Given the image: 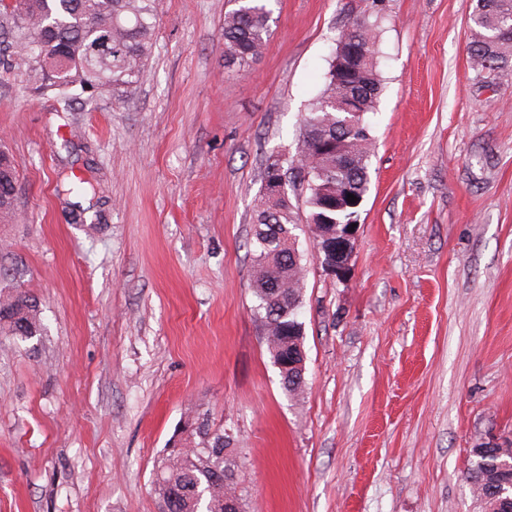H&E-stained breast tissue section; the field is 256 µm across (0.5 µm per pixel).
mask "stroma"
Here are the masks:
<instances>
[{
	"label": "stroma",
	"instance_id": "35a3bbf8",
	"mask_svg": "<svg viewBox=\"0 0 512 512\" xmlns=\"http://www.w3.org/2000/svg\"><path fill=\"white\" fill-rule=\"evenodd\" d=\"M230 0H162L124 106L71 111L0 72V296L43 333L0 343V512H159L189 414L232 436L246 512H478L470 451L512 443V71L469 66L472 0H269L225 67ZM382 11L383 91L352 270L306 224V390L288 397L249 252L271 156L294 151L330 48ZM96 196H75L74 177ZM237 8L224 12V65L243 68L262 55L270 38L265 0H234ZM3 158L4 170L0 172V217L3 218L12 213L14 209L16 194L11 192L12 183L17 182V171L15 166L9 164V160L5 157L4 154L0 153V166L1 159Z\"/></svg>",
	"mask_w": 512,
	"mask_h": 512
}]
</instances>
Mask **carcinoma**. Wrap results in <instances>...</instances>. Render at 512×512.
Segmentation results:
<instances>
[{"label": "carcinoma", "mask_w": 512, "mask_h": 512, "mask_svg": "<svg viewBox=\"0 0 512 512\" xmlns=\"http://www.w3.org/2000/svg\"><path fill=\"white\" fill-rule=\"evenodd\" d=\"M237 7L224 12V66L245 67L262 55L270 38L265 0H234ZM161 0H18L9 7L0 0V68L9 71L12 61L22 59L27 83L36 93L51 92L65 111L71 95L107 89L116 103L125 102L128 89L136 84L154 46ZM471 68L481 74L494 67L501 72L512 68V0H475L471 13ZM378 15H362L343 30L340 38L362 51L363 84L349 79L336 81L331 50L329 70L320 93L304 113L295 154L285 159L290 169L307 172L305 205L312 235L321 225L342 229L357 220L358 209L347 206L338 211L328 205L336 186L348 185L357 198L369 191L374 138L366 115L376 107L382 92L377 62ZM106 39L111 57L96 61L92 45ZM348 94L359 99L355 124L345 122L336 111V100ZM342 138L358 143L354 156L336 160L322 155L324 147ZM17 171L4 164L0 172V217L14 209L12 183ZM264 208L255 216L253 250V291L258 300L257 315L275 364L285 365L283 388L297 399L306 388L302 368L288 360L290 347L303 342L302 323L297 310L302 304L305 267L294 230L298 218L289 195L274 196L262 187ZM42 320L36 300L25 292L0 298V341H26L40 334ZM188 431L184 448L173 450L158 465L152 492L160 512H226V503L238 498V464L233 439L211 427L207 414L197 413L185 422ZM481 512H503L490 489L506 481V473L485 467L484 459L471 455L466 472Z\"/></svg>", "instance_id": "obj_1"}]
</instances>
